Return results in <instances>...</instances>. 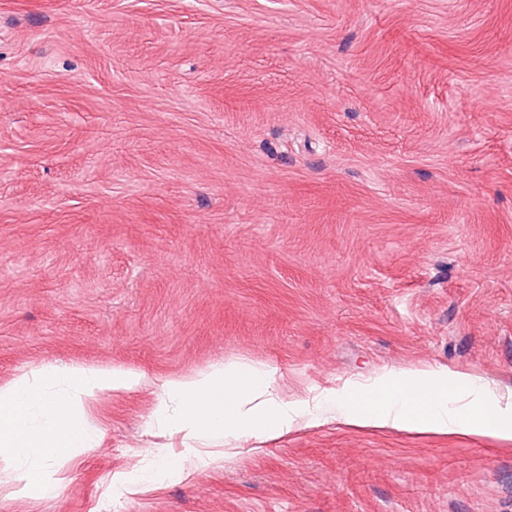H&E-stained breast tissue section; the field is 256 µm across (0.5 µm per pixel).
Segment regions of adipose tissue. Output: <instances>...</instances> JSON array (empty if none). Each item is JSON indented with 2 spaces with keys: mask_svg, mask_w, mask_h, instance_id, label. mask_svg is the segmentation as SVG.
Returning a JSON list of instances; mask_svg holds the SVG:
<instances>
[{
  "mask_svg": "<svg viewBox=\"0 0 512 512\" xmlns=\"http://www.w3.org/2000/svg\"><path fill=\"white\" fill-rule=\"evenodd\" d=\"M354 428L400 427L420 434L512 441L502 411L480 378L426 365L387 372L367 390L329 393L316 402L273 390L268 376L248 362L167 381L153 413L157 425L193 437L210 428L228 444L277 439L317 425L325 410Z\"/></svg>",
  "mask_w": 512,
  "mask_h": 512,
  "instance_id": "adipose-tissue-1",
  "label": "adipose tissue"
}]
</instances>
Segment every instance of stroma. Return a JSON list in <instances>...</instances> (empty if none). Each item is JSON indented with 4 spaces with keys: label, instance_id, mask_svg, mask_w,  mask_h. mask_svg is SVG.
Returning a JSON list of instances; mask_svg holds the SVG:
<instances>
[{
    "label": "stroma",
    "instance_id": "stroma-1",
    "mask_svg": "<svg viewBox=\"0 0 512 512\" xmlns=\"http://www.w3.org/2000/svg\"><path fill=\"white\" fill-rule=\"evenodd\" d=\"M228 360L310 400L429 364L512 415V0H0V384L145 377L0 512H512V443L153 423Z\"/></svg>",
    "mask_w": 512,
    "mask_h": 512
}]
</instances>
